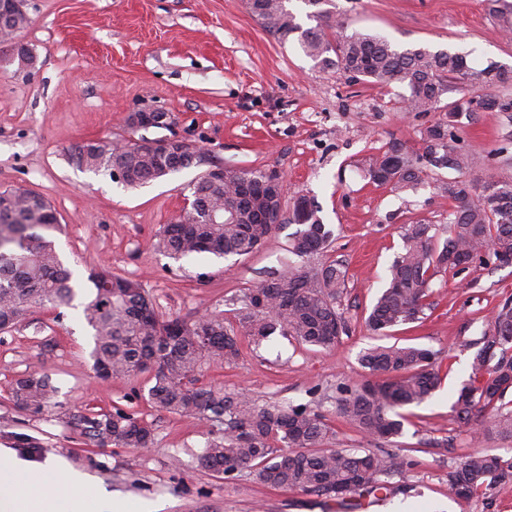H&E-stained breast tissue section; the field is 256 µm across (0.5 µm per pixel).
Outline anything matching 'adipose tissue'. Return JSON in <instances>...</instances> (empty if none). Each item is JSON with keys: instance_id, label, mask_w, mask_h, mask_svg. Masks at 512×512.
<instances>
[{"instance_id": "adipose-tissue-1", "label": "adipose tissue", "mask_w": 512, "mask_h": 512, "mask_svg": "<svg viewBox=\"0 0 512 512\" xmlns=\"http://www.w3.org/2000/svg\"><path fill=\"white\" fill-rule=\"evenodd\" d=\"M69 492L58 496L57 484ZM0 493L7 495L12 512H124L121 503L98 496L87 476L62 459L36 464L9 448H0Z\"/></svg>"}]
</instances>
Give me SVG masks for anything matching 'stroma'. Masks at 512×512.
<instances>
[{
	"mask_svg": "<svg viewBox=\"0 0 512 512\" xmlns=\"http://www.w3.org/2000/svg\"><path fill=\"white\" fill-rule=\"evenodd\" d=\"M335 3L350 29L394 46L460 52L478 69L491 62L512 67V37L500 35L484 0ZM25 8L31 23L21 39L33 67L20 68L0 50V189L36 191L55 208L62 224L56 248L76 287L88 288L90 271L106 268L142 283L165 315L220 311L230 320L234 299L285 255L292 224L246 259L206 253L171 259L153 244L182 209L199 167L131 189L76 162L74 149L83 142L129 137L128 115L166 110L171 129L148 130V138L173 134L204 145L206 164L282 174L292 190L314 199L334 232L323 261L347 272L342 309L349 331L335 349L274 335L260 348L244 346L234 365L208 366L206 381L262 403L309 405L331 418L337 447L365 446L362 434L336 415L337 389L371 378L360 357L378 339L364 319L402 247L404 226L447 224L451 207L430 177L399 195L366 171L389 143L419 152L421 134L438 113L402 111L401 86L381 88L315 67L297 42L269 34L247 0H26ZM456 134L480 161L469 174L477 186L512 178V112L473 113ZM431 286L423 318L390 336L442 351L444 377L430 399L403 407V433L389 446L409 461L395 478L402 491L372 512H482L479 501L449 498V470L479 451L512 457V439L487 434L488 419L465 427L452 411L470 373L473 342L487 330L492 309L512 297V265L487 258L457 275L438 273ZM82 310L77 300L37 307L0 333V448L37 463L65 459L125 502L127 512L145 502L160 512H337L335 505L267 487L247 468L228 480L198 467L202 426L152 407L145 375L96 377ZM31 373L50 377L58 408L37 415L14 404V380ZM74 409L137 414L152 424L153 443L98 446L70 427Z\"/></svg>",
	"mask_w": 512,
	"mask_h": 512,
	"instance_id": "35a3bbf8",
	"label": "stroma"
}]
</instances>
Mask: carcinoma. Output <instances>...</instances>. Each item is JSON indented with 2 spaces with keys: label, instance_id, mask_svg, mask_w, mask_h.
Here are the masks:
<instances>
[{
  "label": "carcinoma",
  "instance_id": "obj_1",
  "mask_svg": "<svg viewBox=\"0 0 512 512\" xmlns=\"http://www.w3.org/2000/svg\"><path fill=\"white\" fill-rule=\"evenodd\" d=\"M303 27L285 0H248L250 12L281 41L295 38L316 65L336 68L379 86L407 89L402 104L418 113L442 112L426 127L423 150L410 153L390 145L373 159L370 179L399 193L418 184L423 174L446 169L456 176L436 180L438 191L453 202L444 226L447 238L435 244L433 224H408L402 250L387 268L386 285L369 315L366 328L383 335L415 323L430 306L431 281L440 272H462V262L512 254V180L483 186L475 193L467 174L478 159L457 143L454 118L471 111L470 89L512 86V68L490 63L475 70L467 56L449 50L396 49L384 38L348 32L334 0H304ZM505 32H512V0H486ZM460 97L444 102L451 91ZM79 164L95 173L113 174L138 188L203 161L192 152L171 163L130 139L93 140L76 148ZM190 209L165 225L156 242L163 254L180 259L211 253L227 258L257 251L279 224L303 209L306 223L288 247L289 257L259 285L244 293L235 322L224 314L197 319L161 315L143 285L101 271L91 276L93 289L83 306L91 331L90 359L97 377L124 379L149 374L148 402L161 410L191 418L211 428V438L198 455L201 468L230 475L249 467L271 487L300 492L340 509H356L359 501L385 500L396 492L389 477L407 465L397 453L379 448H333L336 431L322 413L303 405L260 404L242 393L203 383L205 366L235 364L243 342L260 345L274 334L323 350L336 347L348 325L340 312L346 272L331 261L311 266L306 259L328 251L333 230L300 192L280 199V185L264 170H227L224 180L204 171L189 185ZM60 228L55 209L40 194L20 188L0 190V330L25 320L30 308L70 304L77 291L53 241ZM264 297L258 306L254 294ZM441 351L422 345H375L361 364L378 382L340 388L336 414L369 441L390 442L402 434L399 409L429 399L440 382ZM512 299L492 312L482 346L474 354L467 383L453 404L457 422L492 418L494 432L512 438ZM57 390L49 376L28 375L15 381L12 398L34 414L56 405ZM81 435L126 448H148L153 430L142 418L122 411L82 414ZM512 481V458L474 453L448 472V496L476 499L489 512L496 488Z\"/></svg>",
  "mask_w": 512,
  "mask_h": 512
}]
</instances>
